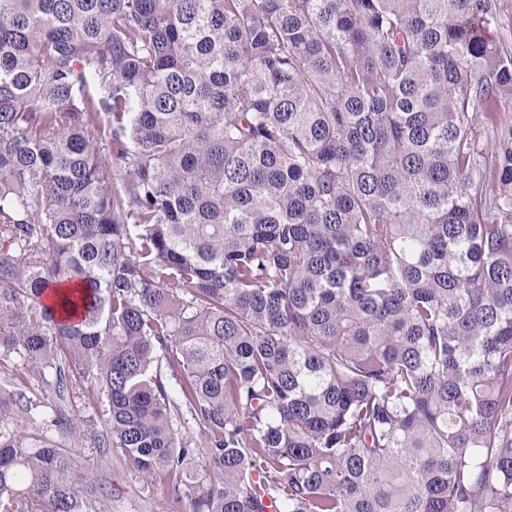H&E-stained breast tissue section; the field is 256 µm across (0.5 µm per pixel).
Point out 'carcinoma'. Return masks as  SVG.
Returning a JSON list of instances; mask_svg holds the SVG:
<instances>
[{
  "label": "carcinoma",
  "mask_w": 512,
  "mask_h": 512,
  "mask_svg": "<svg viewBox=\"0 0 512 512\" xmlns=\"http://www.w3.org/2000/svg\"><path fill=\"white\" fill-rule=\"evenodd\" d=\"M498 2L0 0V356L52 424L102 405L175 512H512ZM0 512L107 506L1 419ZM4 376L15 379V382L17 383V387L14 388L15 390L24 392L25 395L31 399H37V402L41 401L42 405L52 407V404L55 401L54 394L51 391L44 389L42 392H39V390H37V386H34V384L29 381L26 369L20 363L11 362L7 364L0 361V381Z\"/></svg>",
  "instance_id": "carcinoma-1"
}]
</instances>
